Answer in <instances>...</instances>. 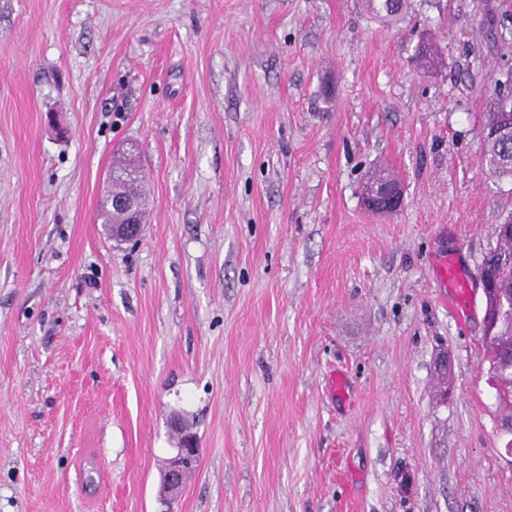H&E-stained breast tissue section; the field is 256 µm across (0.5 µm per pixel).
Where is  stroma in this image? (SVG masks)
I'll list each match as a JSON object with an SVG mask.
<instances>
[{
	"mask_svg": "<svg viewBox=\"0 0 512 512\" xmlns=\"http://www.w3.org/2000/svg\"><path fill=\"white\" fill-rule=\"evenodd\" d=\"M510 71L512 0L394 25L363 0H0V512H162L176 413L201 455L175 512H512L476 279L512 216L481 163ZM130 155L149 214L116 244ZM383 167L393 214L362 201ZM137 171L138 168L134 165H131L122 172L113 173V177L119 175V177L123 180L116 178V181L112 183V190L107 193L100 206V217L102 218L104 224H113L112 240L114 241L121 242L122 240H135L138 239V237L141 235L142 224H140V219L136 214V207L133 196L130 195L129 197L118 198L116 201H114V204H116L118 207L124 208L128 212H133V218L127 224V216L123 213L122 210L115 208L112 203L114 198L123 196L129 191L130 188L126 182H128L129 185H132L131 189L134 190L137 180ZM114 186L122 187L123 191L115 192ZM438 277L441 283L448 288L451 301L456 307L466 302L470 296L468 284L458 273L452 258L444 259L438 266Z\"/></svg>",
	"mask_w": 512,
	"mask_h": 512,
	"instance_id": "obj_1",
	"label": "stroma"
}]
</instances>
